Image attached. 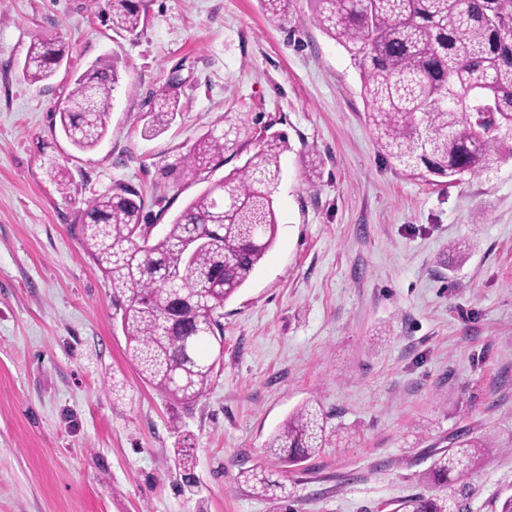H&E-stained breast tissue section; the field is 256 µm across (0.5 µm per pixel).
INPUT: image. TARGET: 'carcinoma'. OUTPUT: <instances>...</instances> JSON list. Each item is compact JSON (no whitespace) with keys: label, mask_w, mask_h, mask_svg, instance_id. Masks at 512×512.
<instances>
[{"label":"carcinoma","mask_w":512,"mask_h":512,"mask_svg":"<svg viewBox=\"0 0 512 512\" xmlns=\"http://www.w3.org/2000/svg\"><path fill=\"white\" fill-rule=\"evenodd\" d=\"M112 28L135 32L144 5L109 0ZM286 21L293 0H260ZM315 24L349 54L361 79L368 118L383 153L408 176L479 177L512 157V0H311ZM65 58L59 40L33 37L23 63L32 82L50 79ZM117 62L72 79L57 105L60 130L77 150H94L108 131V106L119 84ZM178 97L161 94L153 122L178 112ZM232 131H207L181 161L198 181L237 143ZM286 139L260 137L245 163L208 185L152 239L144 202L126 185L88 201L73 231L112 287L129 359L144 382L190 406L210 385L223 357L224 303L248 282L275 244L273 193ZM321 410L307 401L270 436L267 464L239 472L253 493L283 498L273 468L297 466L322 448ZM512 435L490 430L452 438L435 455L429 479L439 492L398 503L396 512H461L441 490L463 483L491 448H511ZM183 486H196L193 462L177 457Z\"/></svg>","instance_id":"obj_1"}]
</instances>
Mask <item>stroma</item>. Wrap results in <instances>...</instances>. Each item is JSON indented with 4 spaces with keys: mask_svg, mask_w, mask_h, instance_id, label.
I'll use <instances>...</instances> for the list:
<instances>
[{
    "mask_svg": "<svg viewBox=\"0 0 512 512\" xmlns=\"http://www.w3.org/2000/svg\"><path fill=\"white\" fill-rule=\"evenodd\" d=\"M145 4L129 34L113 31L108 0H0V512H394L433 493V457L456 434L512 432V159L459 184L406 176L309 0L285 21L259 0ZM35 35L67 50L38 83L22 72ZM114 56L108 135L77 151L55 107L72 74ZM171 84L180 110L149 133ZM216 124L241 137L212 180L261 131L288 149L276 243L225 303L222 363L185 408L129 362L112 290L70 228L120 183L147 223L168 224L205 188L179 160ZM309 400L344 445L280 473L288 498L254 495L239 470L263 464ZM177 448L196 460L195 492L180 488ZM511 494L512 450L493 449L463 512H497Z\"/></svg>",
    "mask_w": 512,
    "mask_h": 512,
    "instance_id": "35a3bbf8",
    "label": "stroma"
}]
</instances>
